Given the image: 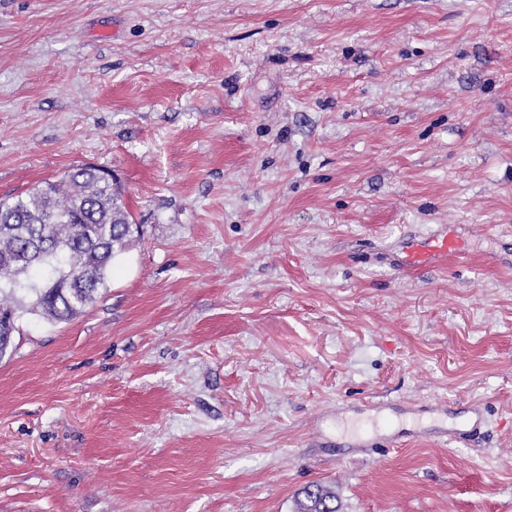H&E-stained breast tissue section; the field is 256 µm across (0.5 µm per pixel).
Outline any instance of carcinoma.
<instances>
[{
  "label": "carcinoma",
  "instance_id": "1",
  "mask_svg": "<svg viewBox=\"0 0 512 512\" xmlns=\"http://www.w3.org/2000/svg\"><path fill=\"white\" fill-rule=\"evenodd\" d=\"M135 233L117 179L100 167L75 166L1 199L0 358L21 314L66 322L95 302ZM295 512H340L335 488L321 482L304 487Z\"/></svg>",
  "mask_w": 512,
  "mask_h": 512
}]
</instances>
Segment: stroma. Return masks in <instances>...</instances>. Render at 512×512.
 <instances>
[{
	"label": "stroma",
	"mask_w": 512,
	"mask_h": 512,
	"mask_svg": "<svg viewBox=\"0 0 512 512\" xmlns=\"http://www.w3.org/2000/svg\"><path fill=\"white\" fill-rule=\"evenodd\" d=\"M85 164L140 233L0 359V512H512V0H0V197ZM401 263L411 269L423 268L450 256L462 254L459 241L448 231L425 240L408 239L402 245ZM444 412V410H441ZM444 414H446L444 412ZM447 420V427L439 428L437 434L439 438L448 437V434H453L463 437H472L480 432V427L484 423V415L481 409L473 405L468 411L467 415L462 418L451 419L450 424L452 429L448 431V414L443 416ZM295 505V512H339L341 508L335 488L321 482L305 486Z\"/></svg>",
	"instance_id": "obj_1"
}]
</instances>
